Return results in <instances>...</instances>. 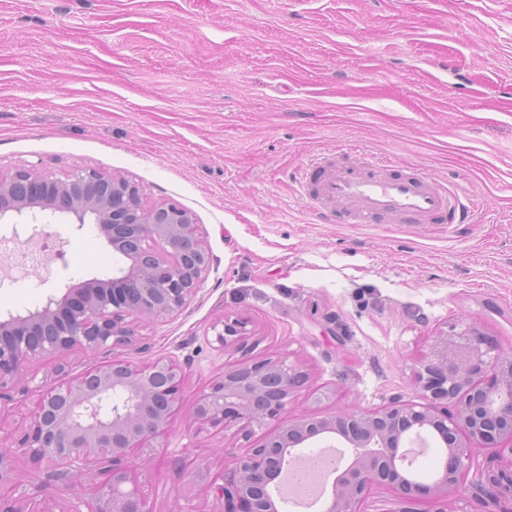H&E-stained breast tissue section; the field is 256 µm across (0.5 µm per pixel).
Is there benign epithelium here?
Returning a JSON list of instances; mask_svg holds the SVG:
<instances>
[{
    "instance_id": "benign-epithelium-1",
    "label": "benign epithelium",
    "mask_w": 512,
    "mask_h": 512,
    "mask_svg": "<svg viewBox=\"0 0 512 512\" xmlns=\"http://www.w3.org/2000/svg\"><path fill=\"white\" fill-rule=\"evenodd\" d=\"M61 215L83 227L90 222L126 264L108 279L70 287L45 306L0 320V398L13 389L30 362L79 348L85 352L135 344L134 316L154 321L179 314L207 278L213 257L194 215L175 202L147 206L143 189L124 178L76 168L52 178L31 164L0 173V222L23 215ZM223 347L246 335V322H222ZM185 373L173 359L144 365L114 359L76 378L39 389L20 433L3 437L0 450V512H39L26 491L16 492L18 459L34 476L69 483L94 478L97 512H152L126 459L133 450L153 456L163 444ZM303 381L299 368L282 358L224 372L203 390L193 407L202 425L241 424L244 436L270 421L279 431L239 457L230 478L213 487L225 512H279L273 497L292 451L320 436L350 448L351 462L335 469L322 512H360L364 492L386 485L402 499L436 504L456 495L473 453L499 448L512 454V353L491 345L475 328L436 345L420 363L415 383L422 404L394 402L377 411L288 418L293 392ZM431 429L444 440L446 455L430 480L413 478L402 450L413 432Z\"/></svg>"
}]
</instances>
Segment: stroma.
I'll use <instances>...</instances> for the list:
<instances>
[{
	"instance_id": "1",
	"label": "stroma",
	"mask_w": 512,
	"mask_h": 512,
	"mask_svg": "<svg viewBox=\"0 0 512 512\" xmlns=\"http://www.w3.org/2000/svg\"><path fill=\"white\" fill-rule=\"evenodd\" d=\"M321 154L360 168L408 164L474 198L468 224H336L299 196ZM79 167L139 183L147 204L196 217L214 265L178 315L134 347L29 364L0 399L17 430L42 382L119 357L186 372L163 447L128 464L153 512H221L210 491L279 430L198 431L192 406L226 368L288 358L305 375L293 414L419 402L413 372L467 327L512 349V0H0V171ZM36 238L43 267L0 281V319L40 309L123 263L94 225L0 223ZM247 334L218 348L219 320ZM512 455L478 451L448 512H506L495 476ZM16 481L45 512L83 486ZM373 486L361 512H432Z\"/></svg>"
}]
</instances>
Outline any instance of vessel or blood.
I'll use <instances>...</instances> for the list:
<instances>
[{"label":"vessel or blood","mask_w":512,"mask_h":512,"mask_svg":"<svg viewBox=\"0 0 512 512\" xmlns=\"http://www.w3.org/2000/svg\"><path fill=\"white\" fill-rule=\"evenodd\" d=\"M299 191L309 204L341 202L344 222L377 224H464L472 209L457 189L430 177L407 174L400 163L371 161L359 170L321 157L302 168Z\"/></svg>","instance_id":"obj_1"}]
</instances>
